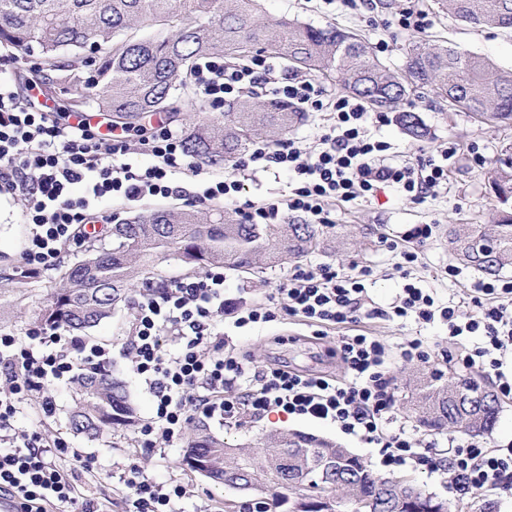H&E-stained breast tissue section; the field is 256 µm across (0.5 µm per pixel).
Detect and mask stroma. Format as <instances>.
<instances>
[{
	"label": "stroma",
	"mask_w": 512,
	"mask_h": 512,
	"mask_svg": "<svg viewBox=\"0 0 512 512\" xmlns=\"http://www.w3.org/2000/svg\"><path fill=\"white\" fill-rule=\"evenodd\" d=\"M260 5L267 16L296 19L320 27L334 25L362 35L373 46L379 40H386L389 49L382 52L381 58L395 69L402 68L405 49L412 39L411 34L393 28L386 31L374 28L366 16L342 11L324 4L323 0H260ZM425 6L432 20L427 38L452 43L487 56L502 68L512 69V31L474 29L441 12L435 0H425ZM414 106L430 131L428 139L411 140L392 120L371 124L370 131L376 138L391 144L392 160L396 163L412 161L436 148L455 144L457 153L448 167L447 194L419 204L406 197L400 188L386 186L369 201L336 206L331 213L336 225V241L306 256L305 262L313 266L332 264L344 268L355 265L372 268L374 276L367 288L375 307L388 306L403 283L410 281L432 289L441 302L451 301L466 308L473 295V283L481 274L469 267L464 275L448 279L446 267L453 255L448 247L446 230L452 222L481 224L488 220L494 199L486 172L501 149L512 144V128L475 122L467 113L448 110L426 99L415 101ZM415 224L432 225L433 234L420 246L424 254L422 264L411 268L408 278L404 279L394 269L395 253L381 247L380 241L399 239ZM26 236L27 227L21 224L17 209L7 198L0 197V262L19 264ZM296 264V259L288 257L274 264L264 259L249 274L225 266L224 291L231 296L244 287L253 300L264 301L272 289L287 279ZM59 277V271L55 270L45 277L27 278L1 287L0 333L24 335L34 324L37 313L47 304ZM130 313L129 305H117L110 318L86 330L83 337L111 348L110 370L125 382L137 407L138 419L144 422L153 414V396L125 354ZM224 330L231 349L251 366L285 365L303 373L329 376L344 372V364L336 351L338 337L356 333L376 336L393 354L389 376L397 414L395 421L385 424V431L406 425L426 445L427 456L435 460L447 458L448 432L428 431L421 427L413 413V404L423 383L440 386L447 383L449 376L459 374V367L449 362L447 355L471 348L474 337L450 338L446 327L438 323L423 327L411 322L400 325L364 314L353 324L324 327L319 337L314 335L311 327L288 316L245 331L229 324ZM416 334L426 337L435 347L436 357L430 364L405 362L397 355L401 343ZM51 392L57 403L55 415L43 417L36 404L28 403L18 415L19 424L24 427L39 425L50 432L61 433L68 438L71 447L90 456L94 461V473L81 476L83 492L88 497L109 502L112 512H122V500L127 494L126 487L118 483L114 474L132 462L157 481L178 479L187 483L194 492L187 505L188 512H246V505L258 504V497L215 486L183 466L181 460L186 438L164 442L159 448L149 450L136 442L135 430L131 427H115L95 439L72 433L69 414L76 405L74 385L59 381L52 384ZM207 427L212 435L229 444L252 447L265 435L276 431L316 435L348 448L376 473L397 477L447 501L450 512H512V486L487 491L475 500L451 499L448 476L444 471L414 461L394 469L380 466L375 445L343 434L326 421L272 414L245 416L224 424L211 421Z\"/></svg>",
	"instance_id": "1"
}]
</instances>
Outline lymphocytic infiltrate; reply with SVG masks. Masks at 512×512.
I'll return each mask as SVG.
<instances>
[{
  "label": "lymphocytic infiltrate",
  "mask_w": 512,
  "mask_h": 512,
  "mask_svg": "<svg viewBox=\"0 0 512 512\" xmlns=\"http://www.w3.org/2000/svg\"><path fill=\"white\" fill-rule=\"evenodd\" d=\"M200 95L213 108L256 91L302 112L323 116L315 146L302 150L295 141L253 144L221 180H204L194 190L177 186L189 170L178 132L161 126L140 142L153 157L147 168L129 162L125 132H93L90 121L72 122L20 96L0 80V195L17 205L27 224L21 266L31 276L54 270L61 249L78 245L91 225L99 199L184 196L193 205L233 207L246 224H282L288 218L307 224L330 223L333 205L374 197L386 185L401 188L422 203L448 187V166L455 147L434 150L402 163L389 162L390 145L371 134L364 101L329 89L308 76L280 69L272 56L258 53L248 63L213 56L195 70ZM288 171L292 183L284 199L263 205L241 201L247 180L259 173ZM367 267L343 269L328 264L294 267L265 302L224 293V269L204 277L170 283L146 282L133 304L125 352L154 397V415L138 430L142 446L182 435L194 414L224 421L245 415L284 413L327 420L344 434L376 444L383 465H401L416 457L418 443L405 428L384 433L396 408L387 377L389 350L376 337L357 334L338 339L346 376L336 379L253 369L224 349V324L242 328L287 315L310 326L346 324L365 310ZM472 310L436 303L428 289L404 283L387 308L371 316L418 325L441 322L452 338L480 337L459 359L463 367L494 374L502 396H512V280L474 283ZM112 361L109 347L67 335L62 327L34 325L25 335L0 333V495L19 500L21 512H104L88 499L78 477L93 471L90 457L70 453L69 442L39 427L18 426L22 404L37 401L43 416L55 412L54 382L74 369L103 370ZM237 386V395L224 394ZM448 491L477 497L485 490L512 485V440L490 450L477 439L450 437ZM128 488L125 512H185L190 492L177 481L158 482L137 465L121 474Z\"/></svg>",
  "instance_id": "f902f5d3"
}]
</instances>
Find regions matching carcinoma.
<instances>
[{"mask_svg": "<svg viewBox=\"0 0 512 512\" xmlns=\"http://www.w3.org/2000/svg\"><path fill=\"white\" fill-rule=\"evenodd\" d=\"M442 10L476 28L512 29V0H437ZM147 23L148 37L127 32ZM42 59L35 71L62 94L81 90L69 102L75 112L94 106L115 123L141 129L147 113L179 117L188 126L184 150L202 163L226 165L247 152L259 131L283 133L304 121L274 100L224 104L222 120L199 123L202 110L189 94L178 93L193 74L196 60L210 56L243 58L258 47L282 57L298 71L338 81L373 112H393L411 139L428 129L412 99L429 93L482 123L512 127V70L457 46L419 38L406 49L404 70L391 69L359 35L317 28L291 19L261 15L259 0H0V45ZM93 49L94 63L76 66ZM489 185L499 191L486 224L448 225V243L457 260L486 276L512 268V146L498 158ZM112 246L87 238L83 258L60 276L48 303L36 317L84 331L109 318L129 300L139 277L154 262L172 256L191 269L229 264L244 272L262 254L271 262L300 258L336 237L334 224H244L223 209L203 215L187 208L159 209L112 225ZM71 430L96 438L114 426L135 423L136 408L125 383L108 371H84L77 379ZM501 403L471 377L448 386L420 389L414 412L431 431L459 428L480 436L495 424ZM183 457L211 462V482H257L275 491L272 505L295 497L291 481L308 479L330 499L324 512H339L331 496L336 480L320 469L335 462L344 499L354 504L374 499L373 512H448V504L414 487L375 474L355 454L333 441L301 432L265 437L263 453L252 457L242 447L213 436L206 424L193 425Z\"/></svg>", "mask_w": 512, "mask_h": 512, "instance_id": "cac0c4a2", "label": "carcinoma"}]
</instances>
